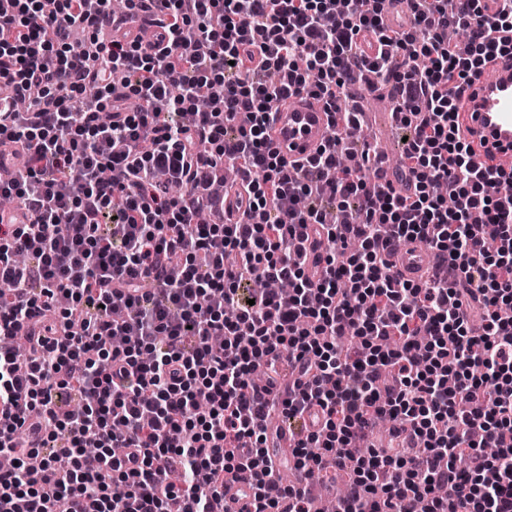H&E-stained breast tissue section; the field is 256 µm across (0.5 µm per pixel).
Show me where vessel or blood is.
Segmentation results:
<instances>
[{"label": "vessel or blood", "instance_id": "obj_1", "mask_svg": "<svg viewBox=\"0 0 512 512\" xmlns=\"http://www.w3.org/2000/svg\"><path fill=\"white\" fill-rule=\"evenodd\" d=\"M461 132L470 142L471 164L480 170L512 167V59L490 62L480 76L471 78L459 101ZM334 127L324 102L311 96H292L274 112L267 141L287 162L304 161L318 154ZM305 269L311 276L322 272V247L315 229H308ZM399 280L419 281L425 271L419 243L391 246Z\"/></svg>", "mask_w": 512, "mask_h": 512}]
</instances>
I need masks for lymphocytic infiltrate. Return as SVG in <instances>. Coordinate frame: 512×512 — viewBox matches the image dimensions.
<instances>
[{
    "mask_svg": "<svg viewBox=\"0 0 512 512\" xmlns=\"http://www.w3.org/2000/svg\"><path fill=\"white\" fill-rule=\"evenodd\" d=\"M167 22L146 49L127 22ZM471 37L466 54L449 29ZM87 40L78 44L75 33ZM512 55V0H417L391 28L381 0H9L0 84L33 87L0 122V196L27 209L0 223V512H314L273 474L271 416L321 421L291 455L345 468L336 512H512V173L479 170L457 135L463 83ZM396 92L411 194L370 180L378 151L340 165L359 126L345 85ZM98 96L96 111L84 103ZM323 98L341 127L289 168L268 146L271 104ZM242 173L240 215L208 192ZM319 226L309 279L299 235ZM425 242L442 264L396 284L388 241ZM288 280V297L255 279ZM71 326L56 335L42 313ZM480 319L482 332L471 322ZM352 334L359 350L336 341ZM404 447H364L379 416ZM95 443L97 456L83 448ZM469 457L466 471L453 460Z\"/></svg>",
    "mask_w": 512,
    "mask_h": 512,
    "instance_id": "f902f5d3",
    "label": "lymphocytic infiltrate"
}]
</instances>
